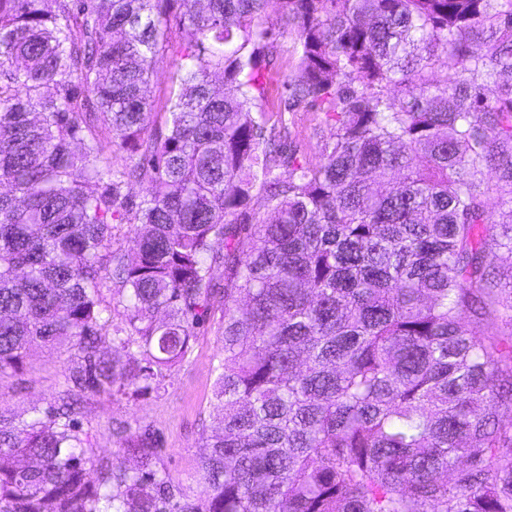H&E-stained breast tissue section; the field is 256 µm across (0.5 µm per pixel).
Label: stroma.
I'll use <instances>...</instances> for the list:
<instances>
[{
  "label": "stroma",
  "instance_id": "obj_1",
  "mask_svg": "<svg viewBox=\"0 0 512 512\" xmlns=\"http://www.w3.org/2000/svg\"><path fill=\"white\" fill-rule=\"evenodd\" d=\"M175 54L163 52L149 88L154 104L151 129L163 127L167 98L173 76ZM282 119L298 145L310 160H318L321 146L332 129L321 113L288 112ZM223 321L220 309H213L195 330L192 348L170 371L166 391L136 398L125 395H83L78 418L94 450L96 463L112 461L119 447L114 436L117 427L130 431L144 428L158 440L159 465L179 482L188 494L197 491V461L203 454L202 433L214 431L212 418L215 368L222 357ZM71 365L68 352H39L22 371L0 379V405L22 412L29 404L54 403L63 389L64 377Z\"/></svg>",
  "mask_w": 512,
  "mask_h": 512
}]
</instances>
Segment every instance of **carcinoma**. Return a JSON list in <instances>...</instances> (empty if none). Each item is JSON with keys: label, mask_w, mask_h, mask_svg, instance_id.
<instances>
[{"label": "carcinoma", "mask_w": 512, "mask_h": 512, "mask_svg": "<svg viewBox=\"0 0 512 512\" xmlns=\"http://www.w3.org/2000/svg\"><path fill=\"white\" fill-rule=\"evenodd\" d=\"M277 3L0 0V378L77 358L59 402L0 406V512H512V0ZM285 34L315 163L265 138ZM216 298L198 494L147 432L90 478L74 402L166 388ZM175 53L170 49H166L157 60L156 73L152 79L149 88V95L153 100L154 114L150 118L149 129L154 132L155 129L163 128L165 114L167 112V98L173 76L175 77L176 67L174 66Z\"/></svg>", "instance_id": "cac0c4a2"}]
</instances>
